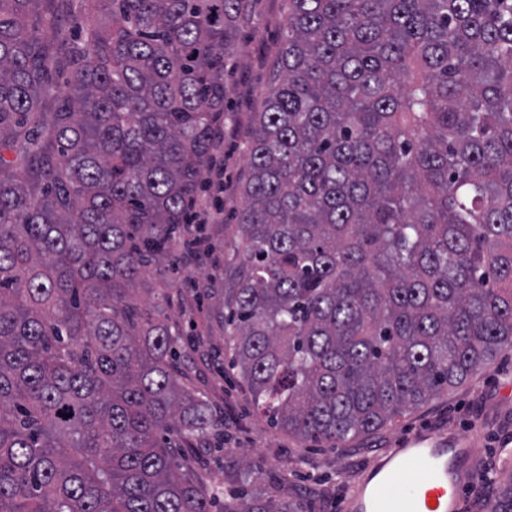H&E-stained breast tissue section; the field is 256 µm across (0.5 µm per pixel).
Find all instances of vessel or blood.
I'll return each instance as SVG.
<instances>
[{"label":"vessel or blood","instance_id":"1","mask_svg":"<svg viewBox=\"0 0 512 512\" xmlns=\"http://www.w3.org/2000/svg\"><path fill=\"white\" fill-rule=\"evenodd\" d=\"M469 457L466 437L414 433L350 487L346 512H459Z\"/></svg>","mask_w":512,"mask_h":512}]
</instances>
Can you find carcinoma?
Here are the masks:
<instances>
[{
	"instance_id": "carcinoma-1",
	"label": "carcinoma",
	"mask_w": 512,
	"mask_h": 512,
	"mask_svg": "<svg viewBox=\"0 0 512 512\" xmlns=\"http://www.w3.org/2000/svg\"><path fill=\"white\" fill-rule=\"evenodd\" d=\"M253 4L0 0V512H211L176 455L207 400L135 286L190 224ZM247 155L219 325L276 428L378 431L512 348V0H288Z\"/></svg>"
}]
</instances>
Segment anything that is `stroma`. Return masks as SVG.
I'll use <instances>...</instances> for the list:
<instances>
[{
  "instance_id": "stroma-1",
  "label": "stroma",
  "mask_w": 512,
  "mask_h": 512,
  "mask_svg": "<svg viewBox=\"0 0 512 512\" xmlns=\"http://www.w3.org/2000/svg\"><path fill=\"white\" fill-rule=\"evenodd\" d=\"M287 14L288 0H256L255 12L245 23L238 50L229 62L224 190L203 193L196 205L198 220L205 225L207 252L182 259L178 271L166 281L145 275L137 283V296L148 305L154 301L156 287H169L176 297L166 309L169 324L193 330L194 341L183 346L176 365L184 383L202 392L210 405L213 449L199 453L198 458L203 485L216 497L213 512H223V497L230 491L246 498L270 496L283 504L300 505L303 512H345L350 485L388 449L416 431L468 437L474 449L471 472L489 471L494 478H502L507 469L501 450L512 442V349L462 385L407 411L392 425L343 442L301 441L277 430L257 413L247 386L216 354L224 340L213 314L222 302L216 294L204 298L203 292L223 287L220 273L236 252L233 228L243 204L240 188L248 175L249 130L271 81ZM244 458L256 477L232 484Z\"/></svg>"
}]
</instances>
